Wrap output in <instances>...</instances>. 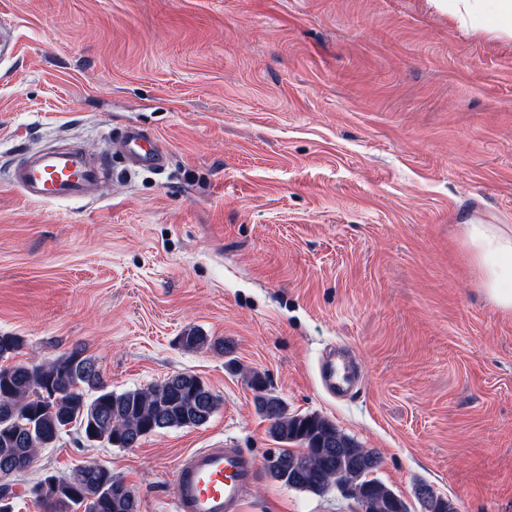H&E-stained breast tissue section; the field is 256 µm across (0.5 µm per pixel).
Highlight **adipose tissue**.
<instances>
[{"mask_svg":"<svg viewBox=\"0 0 512 512\" xmlns=\"http://www.w3.org/2000/svg\"><path fill=\"white\" fill-rule=\"evenodd\" d=\"M464 243L482 272L486 296L502 312L512 315V230L501 224H466Z\"/></svg>","mask_w":512,"mask_h":512,"instance_id":"ef3b65f1","label":"adipose tissue"}]
</instances>
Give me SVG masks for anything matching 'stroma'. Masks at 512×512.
<instances>
[{
  "instance_id": "stroma-1",
  "label": "stroma",
  "mask_w": 512,
  "mask_h": 512,
  "mask_svg": "<svg viewBox=\"0 0 512 512\" xmlns=\"http://www.w3.org/2000/svg\"><path fill=\"white\" fill-rule=\"evenodd\" d=\"M1 23L0 335L23 361L83 350L118 393L189 372L221 397L133 448L62 433L15 512H44L31 486L86 461L139 512H173L178 461L216 443L257 463L243 512H360L271 479L248 371L376 450L411 512L420 482L458 512H512V315L461 231L512 227V39L428 0H0ZM129 127L166 169L127 167ZM62 143L107 157L96 199L10 183ZM190 328L224 350L182 347ZM342 344L361 384L337 399L316 367Z\"/></svg>"
}]
</instances>
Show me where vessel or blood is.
Masks as SVG:
<instances>
[{"label":"vessel or blood","instance_id":"vessel-or-blood-1","mask_svg":"<svg viewBox=\"0 0 512 512\" xmlns=\"http://www.w3.org/2000/svg\"><path fill=\"white\" fill-rule=\"evenodd\" d=\"M135 168L162 170L170 162L168 151L142 130H127L115 143ZM100 165L88 164L70 151H50L21 159L11 181L35 201L86 200L95 197ZM319 380L331 396L348 397L359 388L342 351L326 350L319 360ZM257 476L253 457L238 448L217 444L187 453L174 476L175 512H241L244 493Z\"/></svg>","mask_w":512,"mask_h":512}]
</instances>
